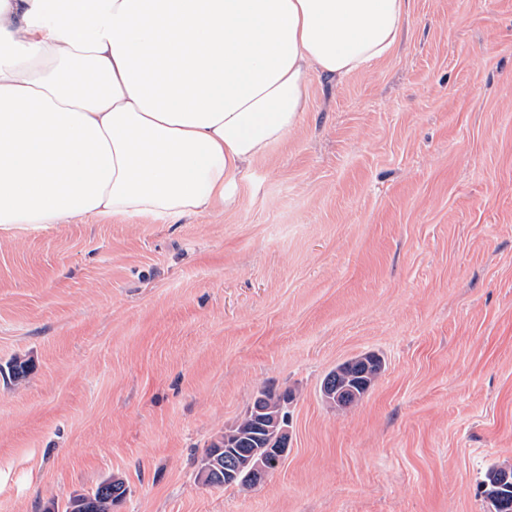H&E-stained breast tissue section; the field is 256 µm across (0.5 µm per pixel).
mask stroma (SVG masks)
Returning a JSON list of instances; mask_svg holds the SVG:
<instances>
[{"instance_id":"1","label":"stroma","mask_w":512,"mask_h":512,"mask_svg":"<svg viewBox=\"0 0 512 512\" xmlns=\"http://www.w3.org/2000/svg\"><path fill=\"white\" fill-rule=\"evenodd\" d=\"M175 224L0 227V512H491L512 467V0H409L401 39ZM374 354L346 411L324 377ZM30 361L24 377L8 373ZM264 386L292 439L254 489L197 477ZM508 475V480L505 476ZM483 493L494 512H512V468H490L483 480ZM113 477L102 481L96 489L88 495L74 494L69 498L68 507L65 512H112L114 508L120 505L126 497L127 488L121 480L116 484L112 480H118ZM120 493L114 495L115 491ZM89 508V509H88Z\"/></svg>"}]
</instances>
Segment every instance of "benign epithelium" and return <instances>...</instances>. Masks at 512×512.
I'll return each instance as SVG.
<instances>
[{
  "label": "benign epithelium",
  "instance_id": "7a95c632",
  "mask_svg": "<svg viewBox=\"0 0 512 512\" xmlns=\"http://www.w3.org/2000/svg\"><path fill=\"white\" fill-rule=\"evenodd\" d=\"M323 399L333 408H345L355 402L356 396L345 394L330 379L324 387ZM285 404L287 401L264 391L254 397L249 413L258 417L264 434L257 438V447L247 453L235 448L241 434L224 433V481L233 483L242 476L249 487L256 488L273 471L269 458H275L278 464L287 455L291 440L289 418L280 412Z\"/></svg>",
  "mask_w": 512,
  "mask_h": 512
}]
</instances>
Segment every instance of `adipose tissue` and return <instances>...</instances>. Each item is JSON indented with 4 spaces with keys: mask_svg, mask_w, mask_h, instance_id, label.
Masks as SVG:
<instances>
[{
    "mask_svg": "<svg viewBox=\"0 0 512 512\" xmlns=\"http://www.w3.org/2000/svg\"><path fill=\"white\" fill-rule=\"evenodd\" d=\"M408 0H0V225L230 210Z\"/></svg>",
    "mask_w": 512,
    "mask_h": 512,
    "instance_id": "ef3b65f1",
    "label": "adipose tissue"
}]
</instances>
